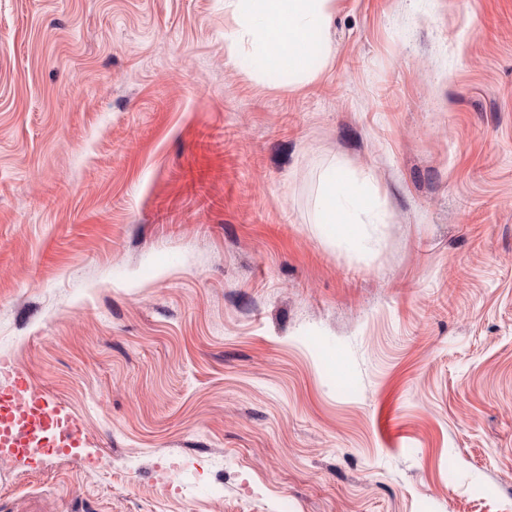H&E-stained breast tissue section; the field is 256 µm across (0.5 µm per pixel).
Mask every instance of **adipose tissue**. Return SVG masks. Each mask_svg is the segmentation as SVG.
Returning a JSON list of instances; mask_svg holds the SVG:
<instances>
[{"label":"adipose tissue","instance_id":"1","mask_svg":"<svg viewBox=\"0 0 512 512\" xmlns=\"http://www.w3.org/2000/svg\"><path fill=\"white\" fill-rule=\"evenodd\" d=\"M239 18L228 39L231 45L248 43L251 61L259 72L313 76V61L327 48L324 32L335 0H231ZM370 196L346 173L343 164L332 163L322 174L318 205L319 223L334 236L355 241L360 214L372 211Z\"/></svg>","mask_w":512,"mask_h":512}]
</instances>
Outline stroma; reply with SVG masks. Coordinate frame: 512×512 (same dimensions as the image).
I'll use <instances>...</instances> for the list:
<instances>
[{"label":"stroma","mask_w":512,"mask_h":512,"mask_svg":"<svg viewBox=\"0 0 512 512\" xmlns=\"http://www.w3.org/2000/svg\"><path fill=\"white\" fill-rule=\"evenodd\" d=\"M235 25L0 0V358L98 441L0 512H512V0H336L309 81ZM373 210L370 196L346 173L343 164L332 163L322 174L318 224H326L334 236L355 241L359 237V213Z\"/></svg>","instance_id":"35a3bbf8"}]
</instances>
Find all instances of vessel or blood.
<instances>
[{
	"instance_id": "vessel-or-blood-1",
	"label": "vessel or blood",
	"mask_w": 512,
	"mask_h": 512,
	"mask_svg": "<svg viewBox=\"0 0 512 512\" xmlns=\"http://www.w3.org/2000/svg\"><path fill=\"white\" fill-rule=\"evenodd\" d=\"M52 433L60 453L92 444L80 418L63 402L50 397L29 374L0 360V460L18 461L26 449L43 443Z\"/></svg>"
}]
</instances>
